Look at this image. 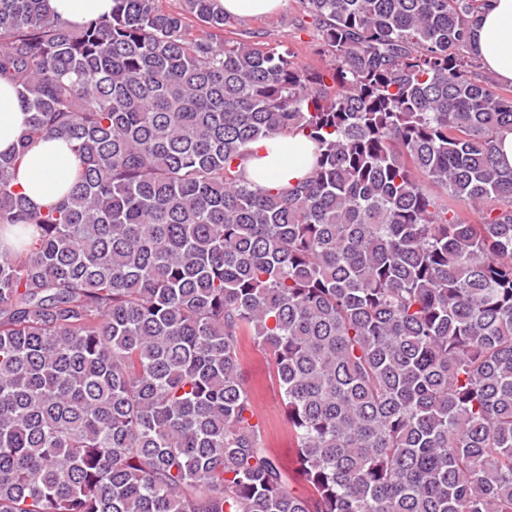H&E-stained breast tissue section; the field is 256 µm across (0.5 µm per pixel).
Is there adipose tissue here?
Returning <instances> with one entry per match:
<instances>
[{
    "label": "adipose tissue",
    "instance_id": "adipose-tissue-1",
    "mask_svg": "<svg viewBox=\"0 0 512 512\" xmlns=\"http://www.w3.org/2000/svg\"><path fill=\"white\" fill-rule=\"evenodd\" d=\"M483 69L498 82L512 85V0H486L471 39ZM15 87L0 79V153L14 149L26 127ZM313 143L303 134L262 138L240 168L247 180L269 188H286L308 176ZM79 161L68 140H39L24 156L16 186L36 207L46 206L69 188Z\"/></svg>",
    "mask_w": 512,
    "mask_h": 512
}]
</instances>
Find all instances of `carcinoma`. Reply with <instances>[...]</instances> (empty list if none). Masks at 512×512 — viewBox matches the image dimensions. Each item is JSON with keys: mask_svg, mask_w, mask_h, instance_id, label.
Masks as SVG:
<instances>
[{"mask_svg": "<svg viewBox=\"0 0 512 512\" xmlns=\"http://www.w3.org/2000/svg\"><path fill=\"white\" fill-rule=\"evenodd\" d=\"M326 69L214 0H0V512H512V91L483 0H300ZM302 133L309 175L247 181ZM80 166L44 209L40 139ZM476 210L462 220L451 203ZM267 351L308 497L243 384ZM49 3L55 15L71 24L107 16L112 10V0H50ZM471 43L496 84L512 89V0H486ZM27 115L15 87L0 79V153L14 149L26 127ZM313 149V143L301 133L258 139L239 168L247 180L259 186L286 188L308 176ZM79 161L68 140H39L24 156L16 186L35 207L46 206L69 188Z\"/></svg>", "mask_w": 512, "mask_h": 512, "instance_id": "1", "label": "carcinoma"}]
</instances>
